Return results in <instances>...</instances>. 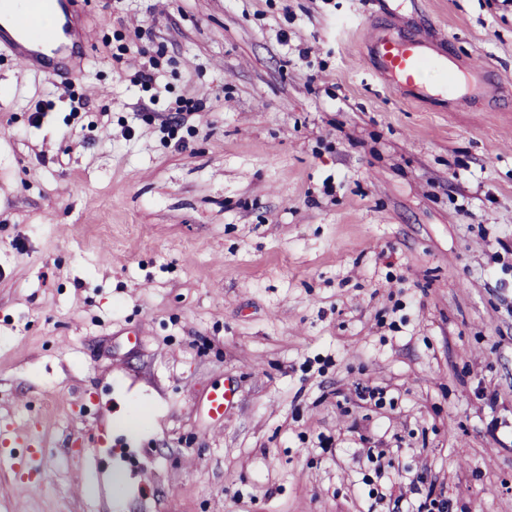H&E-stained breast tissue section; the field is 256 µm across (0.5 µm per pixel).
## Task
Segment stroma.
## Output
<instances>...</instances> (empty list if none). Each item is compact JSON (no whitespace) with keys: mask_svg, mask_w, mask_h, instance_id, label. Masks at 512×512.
<instances>
[{"mask_svg":"<svg viewBox=\"0 0 512 512\" xmlns=\"http://www.w3.org/2000/svg\"><path fill=\"white\" fill-rule=\"evenodd\" d=\"M84 8L72 84L0 48V512H512V0ZM379 64V71L395 86L423 92L425 74L430 70L448 71V53L441 45H430L424 37L412 34L393 37L375 34L369 39ZM485 72L482 68L468 66L467 69H459V73L450 76V89L454 92L453 100L456 105L468 102V94L464 90V86L470 77ZM234 398V389L224 383L223 390L212 392L206 401L205 408L210 418H222L224 412L231 406Z\"/></svg>","mask_w":512,"mask_h":512,"instance_id":"stroma-1","label":"stroma"}]
</instances>
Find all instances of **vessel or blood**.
I'll list each match as a JSON object with an SVG mask.
<instances>
[{
	"label": "vessel or blood",
	"instance_id": "b4317fda",
	"mask_svg": "<svg viewBox=\"0 0 512 512\" xmlns=\"http://www.w3.org/2000/svg\"><path fill=\"white\" fill-rule=\"evenodd\" d=\"M55 7L65 22L62 37L52 38L50 46H43L34 36L39 27L38 16L34 13L23 17L18 28L0 25V46L10 50L22 69L40 71L51 78L66 76L73 79L82 73L88 60L89 39L77 0H55ZM369 43L380 72L397 86L423 91L428 71L448 67L447 51L442 46L429 44L418 34L393 37L378 33ZM233 398L234 390L229 386L212 392L205 404L208 416L213 419L223 417Z\"/></svg>",
	"mask_w": 512,
	"mask_h": 512
}]
</instances>
